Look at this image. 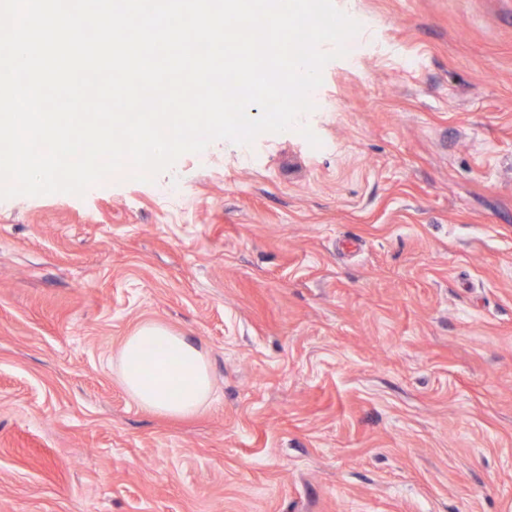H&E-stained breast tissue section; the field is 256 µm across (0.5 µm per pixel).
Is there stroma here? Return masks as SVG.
<instances>
[{"mask_svg":"<svg viewBox=\"0 0 512 512\" xmlns=\"http://www.w3.org/2000/svg\"><path fill=\"white\" fill-rule=\"evenodd\" d=\"M334 2L320 147L0 200V512H512V0ZM147 321L197 415L122 388ZM121 386L141 407L169 417L198 413L213 394L205 353L188 336L146 322L118 354Z\"/></svg>","mask_w":512,"mask_h":512,"instance_id":"obj_1","label":"stroma"}]
</instances>
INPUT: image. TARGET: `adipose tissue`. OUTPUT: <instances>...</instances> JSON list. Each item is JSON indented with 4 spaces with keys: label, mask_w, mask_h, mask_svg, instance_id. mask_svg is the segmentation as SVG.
Returning a JSON list of instances; mask_svg holds the SVG:
<instances>
[{
    "label": "adipose tissue",
    "mask_w": 512,
    "mask_h": 512,
    "mask_svg": "<svg viewBox=\"0 0 512 512\" xmlns=\"http://www.w3.org/2000/svg\"><path fill=\"white\" fill-rule=\"evenodd\" d=\"M118 378L139 406L169 417L195 415L213 394L202 349L156 322L142 324L125 338L118 354Z\"/></svg>",
    "instance_id": "1"
}]
</instances>
